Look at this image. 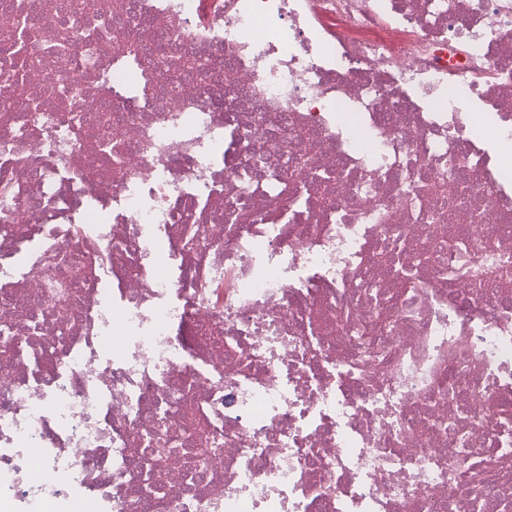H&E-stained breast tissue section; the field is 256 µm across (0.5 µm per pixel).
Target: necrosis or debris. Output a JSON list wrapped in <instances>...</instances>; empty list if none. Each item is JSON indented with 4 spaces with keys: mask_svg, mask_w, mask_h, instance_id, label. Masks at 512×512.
Segmentation results:
<instances>
[{
    "mask_svg": "<svg viewBox=\"0 0 512 512\" xmlns=\"http://www.w3.org/2000/svg\"><path fill=\"white\" fill-rule=\"evenodd\" d=\"M10 2L0 512H512V0ZM145 56V51L139 45L123 43L112 49L109 63L96 75V92L102 107L110 106L113 99L125 100L152 90L155 72L146 65ZM124 71L136 73L137 83L126 85L114 80L115 73Z\"/></svg>",
    "mask_w": 512,
    "mask_h": 512,
    "instance_id": "1",
    "label": "necrosis or debris"
}]
</instances>
